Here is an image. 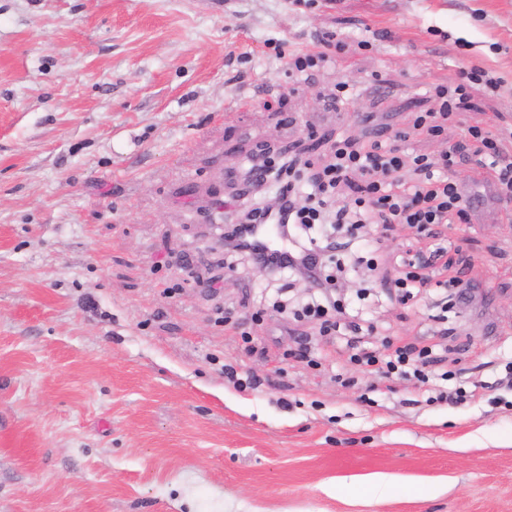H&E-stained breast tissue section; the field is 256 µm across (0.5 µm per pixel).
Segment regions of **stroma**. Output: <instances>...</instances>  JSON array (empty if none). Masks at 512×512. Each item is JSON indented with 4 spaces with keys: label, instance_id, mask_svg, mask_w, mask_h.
<instances>
[{
    "label": "stroma",
    "instance_id": "stroma-1",
    "mask_svg": "<svg viewBox=\"0 0 512 512\" xmlns=\"http://www.w3.org/2000/svg\"><path fill=\"white\" fill-rule=\"evenodd\" d=\"M321 33L343 47L296 83ZM475 65L498 91L411 133ZM345 81L369 124L323 111ZM504 120L512 0H0V512H512V202L459 167L479 204L441 229L448 285L406 302L384 282L414 231L374 271L340 254L361 330L330 337L304 282L224 251L217 208L260 144L386 127L435 156ZM357 346L436 362L421 383Z\"/></svg>",
    "mask_w": 512,
    "mask_h": 512
}]
</instances>
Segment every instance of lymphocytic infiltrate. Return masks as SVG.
<instances>
[{"label": "lymphocytic infiltrate", "mask_w": 512, "mask_h": 512, "mask_svg": "<svg viewBox=\"0 0 512 512\" xmlns=\"http://www.w3.org/2000/svg\"><path fill=\"white\" fill-rule=\"evenodd\" d=\"M475 82L492 91L500 84L487 70L471 67L461 82L433 86L440 109L417 115L411 131L390 134L379 130L359 147L347 138L336 141L329 161L320 169H313L310 160L298 156L251 163L249 189L273 192L275 204L243 213L237 196L222 201L226 214L243 217L242 224L230 233L235 250L258 262L263 248L256 231L260 224H278L285 232L298 234L309 233L318 224H331L336 231L352 236L366 226L386 229L402 224L427 235L435 226L468 223V205L453 172L454 166L467 163L472 164L474 173L493 181L501 197H511L512 126L501 127L493 136L481 127H468L469 140L480 144L473 155L468 154L466 143L449 148L436 161L405 152L410 132L441 136L448 120L463 108L468 88ZM338 247V241L331 238L306 244L298 241L287 257L274 261L277 271H289L316 288V296L310 297L301 315L316 322L323 336L335 335L337 328L329 308L334 289L342 285L344 268L325 264L324 256ZM447 256V247L439 244L416 249L413 257L404 259L395 288L402 297H410L413 289L430 283V269L447 267Z\"/></svg>", "instance_id": "1"}]
</instances>
